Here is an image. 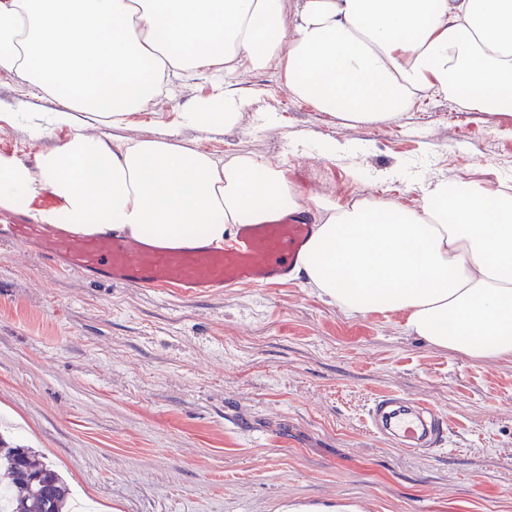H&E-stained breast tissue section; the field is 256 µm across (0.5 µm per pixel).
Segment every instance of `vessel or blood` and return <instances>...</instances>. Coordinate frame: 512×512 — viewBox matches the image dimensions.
I'll list each match as a JSON object with an SVG mask.
<instances>
[{
	"label": "vessel or blood",
	"mask_w": 512,
	"mask_h": 512,
	"mask_svg": "<svg viewBox=\"0 0 512 512\" xmlns=\"http://www.w3.org/2000/svg\"><path fill=\"white\" fill-rule=\"evenodd\" d=\"M313 232L302 212L241 225L221 243L183 247L150 245L117 233L85 235L49 224H0V240L33 246L58 268L135 288H171L186 296L288 282ZM365 420L372 433L417 452L440 446L447 430L431 403L397 394L374 398Z\"/></svg>",
	"instance_id": "obj_1"
}]
</instances>
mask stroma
Instances as JSON below:
<instances>
[{
	"instance_id": "1",
	"label": "stroma",
	"mask_w": 512,
	"mask_h": 512,
	"mask_svg": "<svg viewBox=\"0 0 512 512\" xmlns=\"http://www.w3.org/2000/svg\"><path fill=\"white\" fill-rule=\"evenodd\" d=\"M235 124L181 114L211 83L180 72L148 112L88 126L104 140L167 137L227 160L248 152L306 197L417 208L423 187L512 186V117L442 95L389 123L342 120L292 97L283 77H237ZM0 72V155L36 169L53 138L22 116L54 111ZM327 141L338 157L320 154ZM396 313L351 317L305 280L200 297L124 288L0 244V439L30 448L91 512H512V362L432 347ZM429 401L442 449L367 433L372 398Z\"/></svg>"
}]
</instances>
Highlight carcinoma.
I'll use <instances>...</instances> for the list:
<instances>
[{"instance_id": "carcinoma-1", "label": "carcinoma", "mask_w": 512, "mask_h": 512, "mask_svg": "<svg viewBox=\"0 0 512 512\" xmlns=\"http://www.w3.org/2000/svg\"><path fill=\"white\" fill-rule=\"evenodd\" d=\"M0 469L8 479L0 492V512H65L70 489L56 471L41 463L28 448H0ZM38 477L30 487L23 476Z\"/></svg>"}]
</instances>
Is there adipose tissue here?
Segmentation results:
<instances>
[{"label":"adipose tissue","instance_id":"1","mask_svg":"<svg viewBox=\"0 0 512 512\" xmlns=\"http://www.w3.org/2000/svg\"><path fill=\"white\" fill-rule=\"evenodd\" d=\"M260 69L352 122H390L427 93L512 117V0H0V71L63 104L27 117L31 136L69 131L37 171L0 156V206L29 208L46 189L59 204L39 211L45 223L172 246L302 210L315 231L298 271L339 310L398 313L431 346L512 361V188L439 180L415 210L308 202L247 152L225 163L86 130L121 125L173 70L216 82L184 123L231 125L234 74Z\"/></svg>","mask_w":512,"mask_h":512}]
</instances>
